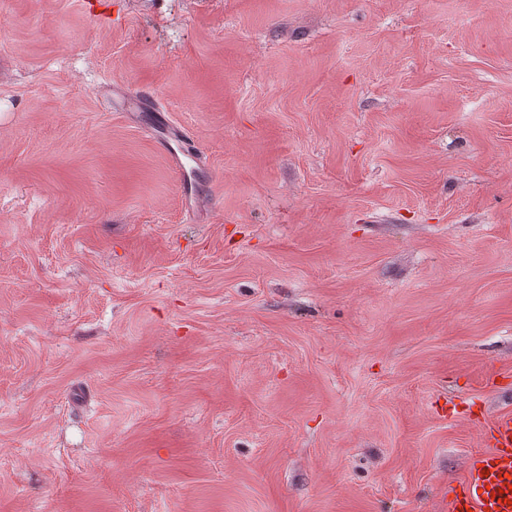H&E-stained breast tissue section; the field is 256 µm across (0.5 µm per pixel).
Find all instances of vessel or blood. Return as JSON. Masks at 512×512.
Instances as JSON below:
<instances>
[{"label": "vessel or blood", "mask_w": 512, "mask_h": 512, "mask_svg": "<svg viewBox=\"0 0 512 512\" xmlns=\"http://www.w3.org/2000/svg\"><path fill=\"white\" fill-rule=\"evenodd\" d=\"M482 428V448L443 491L439 512H512V412L485 415Z\"/></svg>", "instance_id": "vessel-or-blood-1"}]
</instances>
